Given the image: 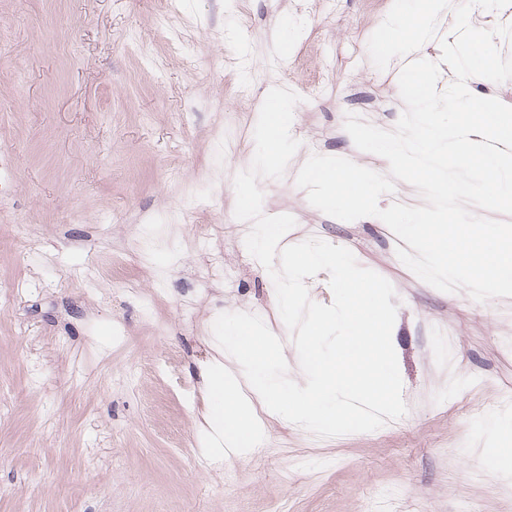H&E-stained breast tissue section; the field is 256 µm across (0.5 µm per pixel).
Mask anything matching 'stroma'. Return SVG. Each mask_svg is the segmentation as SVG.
<instances>
[{"instance_id": "35a3bbf8", "label": "stroma", "mask_w": 512, "mask_h": 512, "mask_svg": "<svg viewBox=\"0 0 512 512\" xmlns=\"http://www.w3.org/2000/svg\"><path fill=\"white\" fill-rule=\"evenodd\" d=\"M195 31L168 50L162 0H0V512H512V482L482 464L484 416L512 419V298L444 293L397 260L398 237L379 218L345 222L313 207L296 176L311 155L343 157L385 174L344 129L348 98L376 100L382 129L405 110L398 77L368 41L393 0H177ZM275 65L252 97L238 71ZM326 96H308L312 78ZM297 93L300 147L283 178L258 182L265 215L288 214L295 244L348 248L386 278L397 307L392 342L407 414L368 433L319 438L255 403L262 446L211 461L203 454V372L223 312L259 315L301 367L266 269L249 254L250 223L223 241H197L224 223L234 177L255 154L262 102ZM224 105L214 152L198 98ZM217 179L203 190L197 167ZM178 167L187 183L166 180ZM214 199L199 209L197 194ZM164 210L185 224L143 229ZM148 232L144 257L132 244ZM224 257V290L200 257ZM447 351L435 355L437 331ZM481 380L464 387L467 376Z\"/></svg>"}]
</instances>
